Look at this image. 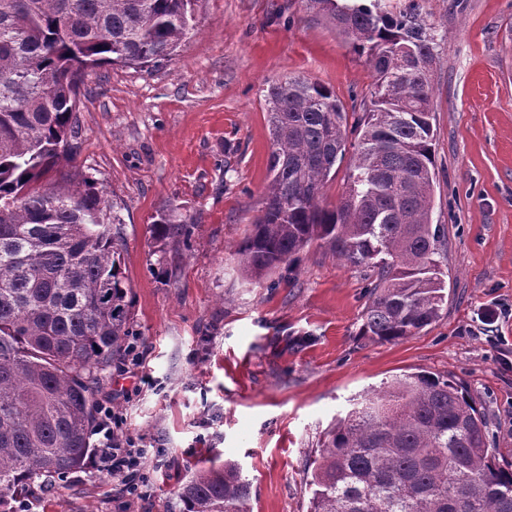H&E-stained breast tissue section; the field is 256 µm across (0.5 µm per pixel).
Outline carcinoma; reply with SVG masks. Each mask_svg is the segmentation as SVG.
Returning <instances> with one entry per match:
<instances>
[{"label":"carcinoma","instance_id":"1","mask_svg":"<svg viewBox=\"0 0 512 512\" xmlns=\"http://www.w3.org/2000/svg\"><path fill=\"white\" fill-rule=\"evenodd\" d=\"M202 0H0V512L66 485L96 459L95 393L134 335L118 215L95 183L35 187L74 133L79 84L98 68L172 60ZM344 43L368 51L370 106L345 195L321 205L345 155L349 112L307 79L268 85L269 182L236 249L241 271L290 268L313 244L369 271L362 334L415 336L445 303L448 231L432 224L435 157L429 70L435 42L419 0H307ZM163 217L152 234L189 236ZM309 512H512V471L456 382L405 374L368 391L326 432ZM186 512H252L237 464L200 466L179 485Z\"/></svg>","mask_w":512,"mask_h":512}]
</instances>
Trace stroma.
Returning <instances> with one entry per match:
<instances>
[{
  "label": "stroma",
  "mask_w": 512,
  "mask_h": 512,
  "mask_svg": "<svg viewBox=\"0 0 512 512\" xmlns=\"http://www.w3.org/2000/svg\"><path fill=\"white\" fill-rule=\"evenodd\" d=\"M437 39L436 185L431 221L448 229L446 300L420 334L381 343L360 328L365 271L310 247L293 270L254 282L235 249L268 183V82L301 77L349 109L369 102L367 55L306 0H204L163 66L112 65L85 78L78 135L39 185L94 180L122 224L131 322L144 352L113 361L97 399L145 447L129 493L96 464L27 512H185L195 467L239 464L253 512H308L311 463L349 401L415 372L459 383L512 463V0H421ZM165 215L189 239L156 238Z\"/></svg>",
  "instance_id": "stroma-1"
}]
</instances>
